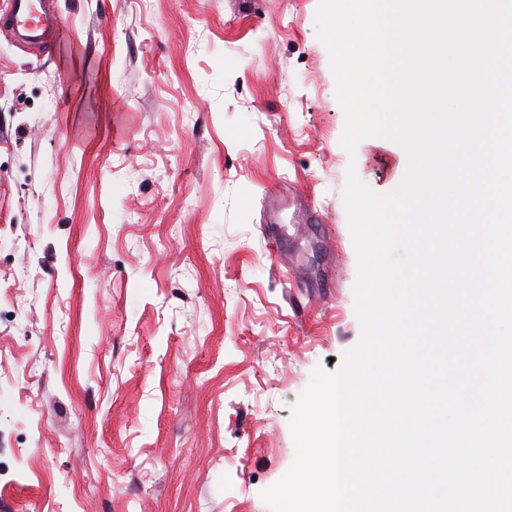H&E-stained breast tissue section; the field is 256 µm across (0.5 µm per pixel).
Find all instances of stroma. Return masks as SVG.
Returning <instances> with one entry per match:
<instances>
[{
  "label": "stroma",
  "instance_id": "1",
  "mask_svg": "<svg viewBox=\"0 0 512 512\" xmlns=\"http://www.w3.org/2000/svg\"><path fill=\"white\" fill-rule=\"evenodd\" d=\"M318 0H56L0 14V512H269L292 405L361 338ZM279 227L270 250L260 227ZM35 1H39L40 12ZM52 4L53 1L51 0H5L2 2L1 12L6 7L8 11L6 19L9 21L8 30L13 32H17L20 27H26L30 22H34L35 29L40 33L34 41L27 43L38 45L50 42L58 31L57 17L51 6ZM36 13H40V16H37ZM40 23H42L41 26H39Z\"/></svg>",
  "mask_w": 512,
  "mask_h": 512
}]
</instances>
